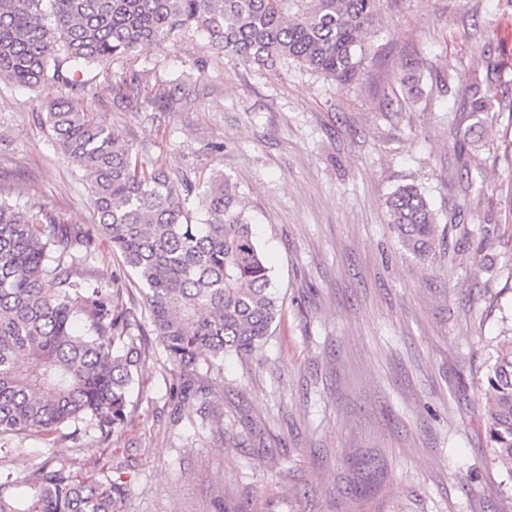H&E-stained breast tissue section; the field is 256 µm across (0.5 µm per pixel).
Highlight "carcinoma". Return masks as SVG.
<instances>
[{"label": "carcinoma", "instance_id": "obj_1", "mask_svg": "<svg viewBox=\"0 0 512 512\" xmlns=\"http://www.w3.org/2000/svg\"><path fill=\"white\" fill-rule=\"evenodd\" d=\"M381 0H0V81L69 90L49 103L47 123L91 190L97 237L45 205L0 199V441L29 433L52 444L93 430L102 442L128 419L141 367L136 316L121 289L76 275L98 243L122 257L142 291L153 334L182 387L228 353L263 349L281 316L271 268L235 184L220 174L194 194L185 175L151 172L101 112L79 101L81 70L126 59L160 41L202 31L211 47L246 67L294 62L341 84L369 56L365 36ZM459 80L470 112L492 125L505 70L474 69ZM125 108L184 112L198 106L188 77L133 71L112 84ZM388 224L403 250L423 259L438 232L423 192L407 183L387 196ZM484 431L491 462L512 478V336L485 362ZM126 486L81 478L46 462L0 479V512H121Z\"/></svg>", "mask_w": 512, "mask_h": 512}]
</instances>
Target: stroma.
<instances>
[{
  "mask_svg": "<svg viewBox=\"0 0 512 512\" xmlns=\"http://www.w3.org/2000/svg\"><path fill=\"white\" fill-rule=\"evenodd\" d=\"M371 53L348 85L284 64L255 69L203 33L86 67L84 110L104 113L140 161L236 183L271 266L283 313L264 349L225 356L197 396L155 338L142 346L128 422L56 448L30 435L0 452V473L47 460L125 483L122 512H512L491 465L484 363L512 328V92L473 141L447 73L505 66L506 0H383ZM194 77L186 112H131L125 73ZM48 91L0 83V197L36 201L94 229L89 185L54 144ZM222 151H215V144ZM480 170L482 190L466 168ZM425 193L441 230L428 259L407 255L384 200ZM497 258V272L488 269ZM143 300L107 245L77 269Z\"/></svg>",
  "mask_w": 512,
  "mask_h": 512,
  "instance_id": "35a3bbf8",
  "label": "stroma"
}]
</instances>
